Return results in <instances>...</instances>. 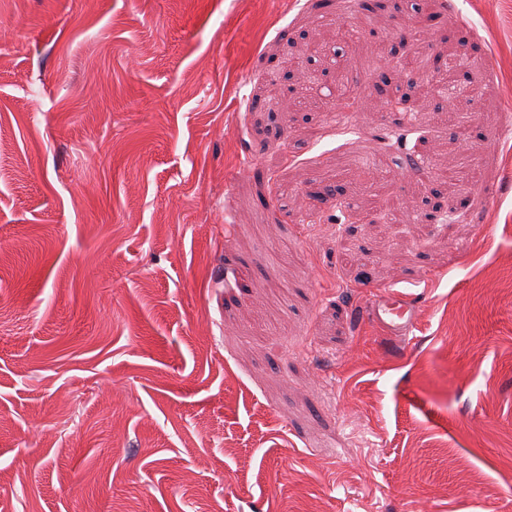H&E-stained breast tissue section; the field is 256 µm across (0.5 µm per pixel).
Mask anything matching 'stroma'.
Returning <instances> with one entry per match:
<instances>
[{
    "instance_id": "1",
    "label": "stroma",
    "mask_w": 512,
    "mask_h": 512,
    "mask_svg": "<svg viewBox=\"0 0 512 512\" xmlns=\"http://www.w3.org/2000/svg\"><path fill=\"white\" fill-rule=\"evenodd\" d=\"M380 2L0 0V512H512V0ZM372 319L391 336H407L417 320L416 306L402 293L388 290L371 304Z\"/></svg>"
}]
</instances>
